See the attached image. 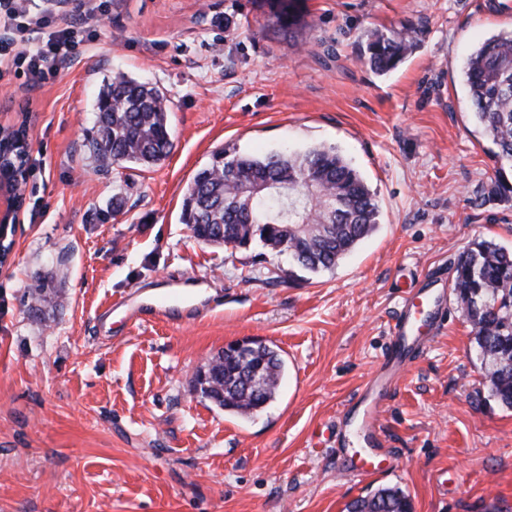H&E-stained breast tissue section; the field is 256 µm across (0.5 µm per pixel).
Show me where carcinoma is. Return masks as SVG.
Instances as JSON below:
<instances>
[{"instance_id":"obj_1","label":"carcinoma","mask_w":512,"mask_h":512,"mask_svg":"<svg viewBox=\"0 0 512 512\" xmlns=\"http://www.w3.org/2000/svg\"><path fill=\"white\" fill-rule=\"evenodd\" d=\"M274 27L293 38L306 23L299 0H265ZM412 28L364 33L363 60L383 75L395 69L418 42ZM468 84L473 117L496 147L502 164L512 165V34L501 35L470 57ZM121 107L112 108V101ZM167 99L154 87L118 77L96 104V135L89 151L103 164L155 165L171 152ZM227 163H211L194 175L183 201L181 221L202 241L231 225L239 239L252 237L270 249L282 242V224L296 227L288 256L312 272L330 270L377 224L378 205L359 173L332 149L241 154L225 148ZM261 183L254 194L243 183ZM453 290L481 357L491 395L512 409V250L481 239L454 265ZM194 392L225 412L248 419L276 398L285 362L270 347L241 357L214 356ZM348 512H412L401 489L385 487L356 499Z\"/></svg>"}]
</instances>
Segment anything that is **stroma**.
<instances>
[{
	"instance_id": "35a3bbf8",
	"label": "stroma",
	"mask_w": 512,
	"mask_h": 512,
	"mask_svg": "<svg viewBox=\"0 0 512 512\" xmlns=\"http://www.w3.org/2000/svg\"><path fill=\"white\" fill-rule=\"evenodd\" d=\"M260 0H113L111 22L54 78L0 65V120L30 113L24 222L0 266V512H346L397 486L413 512H512V409L490 397L451 283L477 239L512 249V167L472 118L470 54L512 31V0H305L297 41ZM422 35L387 75L362 34ZM169 101L173 149L100 167L86 147L117 75ZM335 149L364 179L379 222L333 270L196 240L186 189L215 151ZM120 210H113V203ZM440 328L383 402L359 396L389 327L424 275ZM191 279L210 312L132 323L129 299ZM55 298L31 313L27 291ZM277 347L287 374L249 420L194 394L229 343ZM382 473L341 476L365 449Z\"/></svg>"
}]
</instances>
